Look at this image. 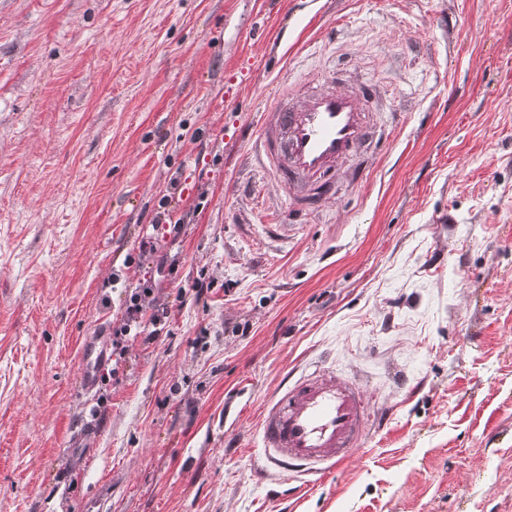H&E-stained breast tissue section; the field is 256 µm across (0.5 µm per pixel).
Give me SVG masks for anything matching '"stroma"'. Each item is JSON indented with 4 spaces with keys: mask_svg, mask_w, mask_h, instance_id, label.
I'll return each instance as SVG.
<instances>
[{
    "mask_svg": "<svg viewBox=\"0 0 512 512\" xmlns=\"http://www.w3.org/2000/svg\"><path fill=\"white\" fill-rule=\"evenodd\" d=\"M283 74L366 95L315 190L249 159ZM302 372L378 418L307 485L259 458ZM0 512H512V0H0ZM129 303L130 304L126 309L127 319L125 320V323L121 327L115 329L112 333V354L118 349L120 350V354L123 352L124 346H122V343L125 340L123 337L140 336L147 331L148 333L144 339L145 341L150 342L155 340L164 328L163 326L160 328L157 326H160L163 319L167 318L168 313L165 309H162L161 312L160 310H157V312H154L147 320H145L140 292L135 291L131 293ZM150 325L154 329L148 331ZM132 332L133 334H131ZM101 336L89 337L81 351V383L84 393L90 395L96 385L98 372L111 361L106 348L100 345Z\"/></svg>",
    "mask_w": 512,
    "mask_h": 512,
    "instance_id": "35a3bbf8",
    "label": "stroma"
}]
</instances>
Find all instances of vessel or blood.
Here are the masks:
<instances>
[{"instance_id": "1", "label": "vessel or blood", "mask_w": 512, "mask_h": 512, "mask_svg": "<svg viewBox=\"0 0 512 512\" xmlns=\"http://www.w3.org/2000/svg\"><path fill=\"white\" fill-rule=\"evenodd\" d=\"M280 86L262 112L258 141L270 171L291 181H311L345 161L365 137L359 94L326 91L300 108L290 106ZM91 337L81 351V383L92 393L98 372L110 362ZM370 413L363 392L332 379L306 377L282 387L261 415L262 462L266 470L293 473L303 483L347 462L358 449Z\"/></svg>"}]
</instances>
